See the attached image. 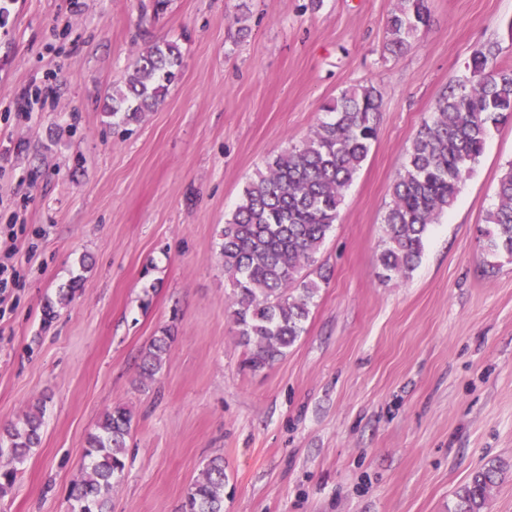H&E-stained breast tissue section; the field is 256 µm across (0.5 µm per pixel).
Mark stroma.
Masks as SVG:
<instances>
[{"mask_svg":"<svg viewBox=\"0 0 512 512\" xmlns=\"http://www.w3.org/2000/svg\"><path fill=\"white\" fill-rule=\"evenodd\" d=\"M394 6L10 0L0 225L26 230L23 285L0 294V426L37 403L45 424L0 512H69L86 438L116 402L132 426L111 512H181L217 455L224 512H452L474 469L512 465V264L486 274L478 241L511 124L492 131L410 278L378 264L392 185L438 97L487 44L512 66V0H429L427 27L396 55ZM170 39L179 80L139 121L113 125L134 55ZM358 84L381 90L382 112L316 256L330 278L287 355L251 371L221 230L268 158ZM166 327L176 340L142 378L141 353Z\"/></svg>","mask_w":512,"mask_h":512,"instance_id":"35a3bbf8","label":"stroma"}]
</instances>
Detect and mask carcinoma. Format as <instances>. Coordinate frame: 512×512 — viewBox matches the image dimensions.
I'll return each mask as SVG.
<instances>
[{
	"mask_svg": "<svg viewBox=\"0 0 512 512\" xmlns=\"http://www.w3.org/2000/svg\"><path fill=\"white\" fill-rule=\"evenodd\" d=\"M428 20V0H396L388 20V46L393 51L407 48ZM498 53V45L491 44L471 58V73L480 80L459 79L448 86L412 141L384 217L378 261L388 279L410 277L430 227L456 199L491 131L512 123V68L496 65ZM180 67L175 41L138 53L126 90L112 95V117L129 123L153 110ZM381 109L382 93L373 85L343 91L325 107L326 118L305 141L268 160L225 222L220 255L233 284V320L242 343L250 347V368L283 358L304 333L319 290L304 270L315 263L336 223L344 193L376 139ZM479 236L489 269L499 268L501 258L512 263V162L500 177L498 201L486 212ZM173 342L168 330L151 340L141 353L143 378L152 380L161 371ZM42 418L38 403L23 420L0 428V458H7L0 466V492L13 485L18 466L39 445ZM130 429L125 406L103 414L88 436L89 463L73 485L71 512H110L112 490L125 474ZM507 468L491 460L473 471L455 492L454 512H486L491 491ZM224 483V458H210L188 486L182 512H224Z\"/></svg>",
	"mask_w": 512,
	"mask_h": 512,
	"instance_id": "carcinoma-1",
	"label": "carcinoma"
}]
</instances>
